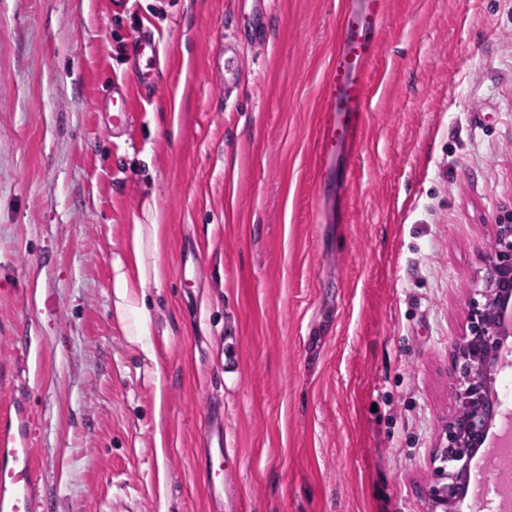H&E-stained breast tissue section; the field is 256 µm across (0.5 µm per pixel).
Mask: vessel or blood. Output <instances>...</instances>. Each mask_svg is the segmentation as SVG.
Listing matches in <instances>:
<instances>
[{
  "label": "vessel or blood",
  "mask_w": 512,
  "mask_h": 512,
  "mask_svg": "<svg viewBox=\"0 0 512 512\" xmlns=\"http://www.w3.org/2000/svg\"><path fill=\"white\" fill-rule=\"evenodd\" d=\"M388 0H344L340 36L321 87L320 157L333 160L351 145L363 122L366 82L380 47ZM33 458L29 448H0V512H36Z\"/></svg>",
  "instance_id": "obj_1"
}]
</instances>
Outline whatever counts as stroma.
<instances>
[{
  "label": "stroma",
  "mask_w": 512,
  "mask_h": 512,
  "mask_svg": "<svg viewBox=\"0 0 512 512\" xmlns=\"http://www.w3.org/2000/svg\"><path fill=\"white\" fill-rule=\"evenodd\" d=\"M341 8L0 0V444L24 406L40 512H428L470 289L512 214V0H388L362 139L324 172ZM141 32L161 81L125 127ZM153 217L146 352L111 261Z\"/></svg>",
  "instance_id": "35a3bbf8"
}]
</instances>
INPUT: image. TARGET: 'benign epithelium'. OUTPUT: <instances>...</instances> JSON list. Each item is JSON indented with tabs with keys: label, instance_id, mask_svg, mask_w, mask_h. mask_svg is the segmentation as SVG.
<instances>
[{
	"label": "benign epithelium",
	"instance_id": "obj_1",
	"mask_svg": "<svg viewBox=\"0 0 512 512\" xmlns=\"http://www.w3.org/2000/svg\"><path fill=\"white\" fill-rule=\"evenodd\" d=\"M497 259L489 262L480 287L469 298V334L455 352L459 380L454 409L448 420V446L441 451L440 485L430 488L429 512H459L475 451L484 447L501 403L493 396L498 366L512 353L503 349V337L512 335V222L498 225Z\"/></svg>",
	"mask_w": 512,
	"mask_h": 512
}]
</instances>
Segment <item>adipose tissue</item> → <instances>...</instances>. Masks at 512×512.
Masks as SVG:
<instances>
[{"label": "adipose tissue", "mask_w": 512, "mask_h": 512, "mask_svg": "<svg viewBox=\"0 0 512 512\" xmlns=\"http://www.w3.org/2000/svg\"><path fill=\"white\" fill-rule=\"evenodd\" d=\"M162 239L161 224L127 225L124 252L111 263L114 313L127 334L139 342L150 335L153 321V303L146 286L164 278Z\"/></svg>", "instance_id": "adipose-tissue-1"}]
</instances>
